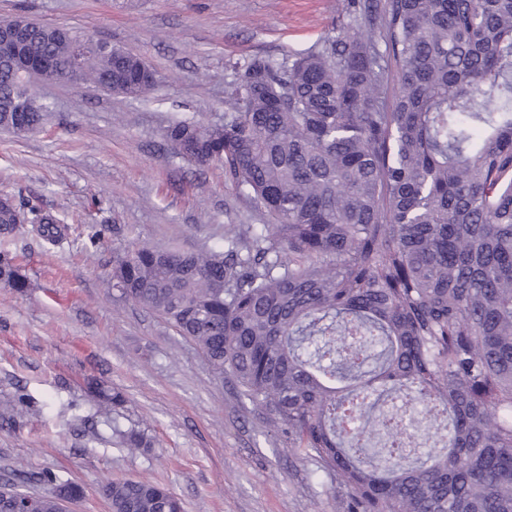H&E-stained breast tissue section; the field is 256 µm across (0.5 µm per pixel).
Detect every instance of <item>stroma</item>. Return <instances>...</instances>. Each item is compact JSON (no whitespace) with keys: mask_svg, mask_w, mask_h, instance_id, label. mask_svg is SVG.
Instances as JSON below:
<instances>
[{"mask_svg":"<svg viewBox=\"0 0 512 512\" xmlns=\"http://www.w3.org/2000/svg\"><path fill=\"white\" fill-rule=\"evenodd\" d=\"M105 37L143 56L155 85L129 98L62 78L37 85L52 106L24 137L0 131V195L20 196L61 218L53 246L31 226L6 244L29 282H0V401L17 427L0 426V478L17 464L83 497L67 512H110L114 478L165 484L184 512H336L333 474L288 448L236 379L213 372L202 352L158 315L106 285L114 252L134 241L196 250L224 240L228 224L266 216L219 167L176 155L166 126L178 118L223 120L240 64L292 60L356 23L346 0H0L15 17ZM92 224L117 226L95 256L82 245ZM121 392L112 419L88 395L91 380ZM152 447L129 452L121 431ZM56 483L24 482L52 494Z\"/></svg>","mask_w":512,"mask_h":512,"instance_id":"1","label":"stroma"}]
</instances>
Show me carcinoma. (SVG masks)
<instances>
[{
  "label": "carcinoma",
  "mask_w": 512,
  "mask_h": 512,
  "mask_svg": "<svg viewBox=\"0 0 512 512\" xmlns=\"http://www.w3.org/2000/svg\"><path fill=\"white\" fill-rule=\"evenodd\" d=\"M365 22L291 62L243 65L224 122L175 121L181 157L220 166L268 216L196 251L135 242L112 257L119 296L238 380L291 450L345 489L341 512H512V0H376ZM27 52L67 77L139 98V56L84 50L31 23ZM48 107L0 62V128H39ZM64 238L19 199L0 237ZM0 280L27 287L7 250ZM99 412L122 395L97 383ZM444 444L410 454L427 424ZM126 447L152 446L141 431ZM0 486V512H63L83 495ZM112 512H183L154 482L116 479Z\"/></svg>",
  "instance_id": "cac0c4a2"
}]
</instances>
